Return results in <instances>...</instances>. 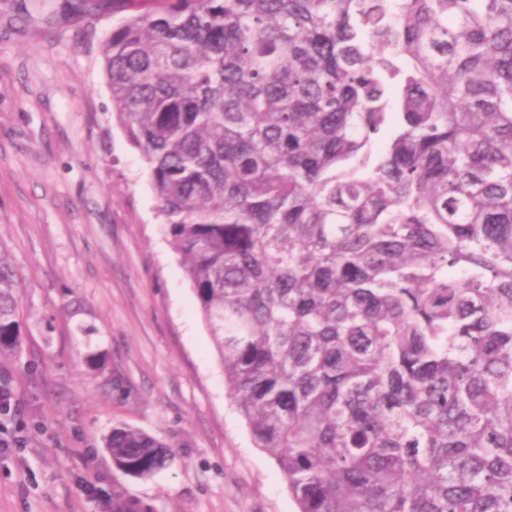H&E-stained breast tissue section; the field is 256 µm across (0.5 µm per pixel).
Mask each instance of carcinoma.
Returning a JSON list of instances; mask_svg holds the SVG:
<instances>
[{"label": "carcinoma", "instance_id": "obj_1", "mask_svg": "<svg viewBox=\"0 0 512 512\" xmlns=\"http://www.w3.org/2000/svg\"><path fill=\"white\" fill-rule=\"evenodd\" d=\"M297 512H512V0H64ZM0 248V361L21 353ZM113 467L171 455L112 428ZM112 512H150L112 491Z\"/></svg>", "mask_w": 512, "mask_h": 512}]
</instances>
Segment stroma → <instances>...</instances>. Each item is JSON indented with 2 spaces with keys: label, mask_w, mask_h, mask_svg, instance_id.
<instances>
[{
  "label": "stroma",
  "mask_w": 512,
  "mask_h": 512,
  "mask_svg": "<svg viewBox=\"0 0 512 512\" xmlns=\"http://www.w3.org/2000/svg\"><path fill=\"white\" fill-rule=\"evenodd\" d=\"M63 0H0V245L19 273L25 347L0 372V512H297L224 385L147 166L112 118L109 15L51 19ZM127 425L173 460L149 479L105 447Z\"/></svg>",
  "instance_id": "35a3bbf8"
}]
</instances>
